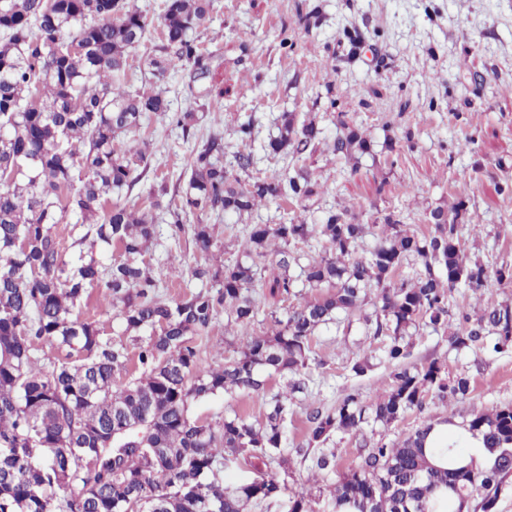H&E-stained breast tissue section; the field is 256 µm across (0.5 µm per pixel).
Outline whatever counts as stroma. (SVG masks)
Returning <instances> with one entry per match:
<instances>
[{
    "label": "stroma",
    "instance_id": "35a3bbf8",
    "mask_svg": "<svg viewBox=\"0 0 512 512\" xmlns=\"http://www.w3.org/2000/svg\"><path fill=\"white\" fill-rule=\"evenodd\" d=\"M312 11L319 23L301 26L300 16ZM199 36L211 55L209 81L223 87V97L206 100L190 133L147 116L124 139L126 145L145 146L158 178L175 182L209 130L223 132L226 154L242 150L236 130L250 117L261 140L274 131L280 113L293 112L301 119L315 117L321 139L352 128L369 146L355 161L328 152L304 161L318 185L316 201L262 205L245 222L231 214L188 216V223L214 229L218 246L211 264L236 255V233L247 222L275 224L283 216L310 222L333 208L363 224L391 213L422 233L432 211L450 210L460 201L466 207L461 239L468 255L492 269L512 266V0H213ZM328 59L334 69H324ZM197 257L191 233L174 231L169 217L160 215L144 260L160 277L164 298L201 290L188 273ZM373 314L368 304L361 316L337 317L315 333L309 390L288 403L289 489L336 483L355 465L360 442H398L422 423L450 416L468 420L512 404V349L456 350L446 332L419 328L411 362L435 360L449 375H467L471 394L448 405L430 398L390 425L334 434L327 447L338 466L318 471L312 456L299 454L308 445V397L331 408L350 393L374 400L389 384L383 342L364 322ZM268 331L264 318L245 332L221 313L197 344L203 361L220 363L248 336ZM358 356L371 365L362 376L352 371ZM234 409L254 419L261 413L258 401L246 396L217 394L190 404L193 418L211 424Z\"/></svg>",
    "mask_w": 512,
    "mask_h": 512
}]
</instances>
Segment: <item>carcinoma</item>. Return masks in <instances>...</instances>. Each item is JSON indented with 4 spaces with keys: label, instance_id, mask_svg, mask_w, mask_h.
Returning <instances> with one entry per match:
<instances>
[{
    "label": "carcinoma",
    "instance_id": "carcinoma-1",
    "mask_svg": "<svg viewBox=\"0 0 512 512\" xmlns=\"http://www.w3.org/2000/svg\"><path fill=\"white\" fill-rule=\"evenodd\" d=\"M211 0H164L162 42L146 60L152 75L176 64L193 81L209 74V56L198 29ZM148 24L131 0H0V512H245V506L287 497L286 512H317L319 500L288 494L286 482L265 467L286 462L282 454L288 397L306 389L315 361L316 330L374 300L373 337L384 338L393 367L390 384L369 404L348 394L328 409L309 400V445L319 448L318 470L336 468V453L323 448L333 433L388 425L422 408L433 394L441 401L466 398L465 375L448 377L431 361L407 366L410 330L448 329V294L458 286L487 288L491 276L512 283V267L495 271L461 247L462 214L455 206L431 213L433 224L418 235L388 214L373 225L374 244L358 254L366 225L348 211L328 210L307 224H249L241 253L222 267L197 264L193 278L210 285L189 297L164 301L144 256L155 236L161 207L155 193L140 206L111 202L132 189L147 168L140 149L116 145L134 132L144 114L176 120L187 131L195 111L170 115L167 90L148 91L128 80L129 51L146 38ZM315 119L284 112L277 134L262 151L297 161L315 149ZM336 156L367 150L354 129L327 143ZM224 136L211 131L191 155L189 176L168 205L175 226L188 214H251L284 198L304 202L315 183L303 169L255 177L253 151L224 161ZM72 213L88 225L66 257L53 233ZM197 250L215 246L208 224L191 225ZM311 239L318 252L302 257L297 246ZM117 246L123 260L108 268L93 255L95 243ZM276 274L273 296L288 297L292 269L308 288L330 292L285 313L271 312L274 330L252 337L219 365L203 364L193 337L206 332L224 309L246 328L260 303L251 289L265 278L267 256ZM419 267L415 278L395 283L403 264ZM104 283L124 331L138 345L141 375L112 390L114 375L131 361L126 343L100 334L81 319L88 287ZM155 334L141 339L139 332ZM67 347L64 361L41 362L38 343ZM449 342L457 349L500 353L512 342V304L490 303L459 313ZM292 375L272 394L273 375ZM223 393H246L261 405V419L233 412L215 424L191 417L190 403ZM458 426L482 435L489 462L463 463L454 448H428L433 423L402 441L366 447L343 479L329 486V512H461L484 510L512 476V405L480 412ZM244 461L251 481L226 486L220 467Z\"/></svg>",
    "mask_w": 512,
    "mask_h": 512
}]
</instances>
